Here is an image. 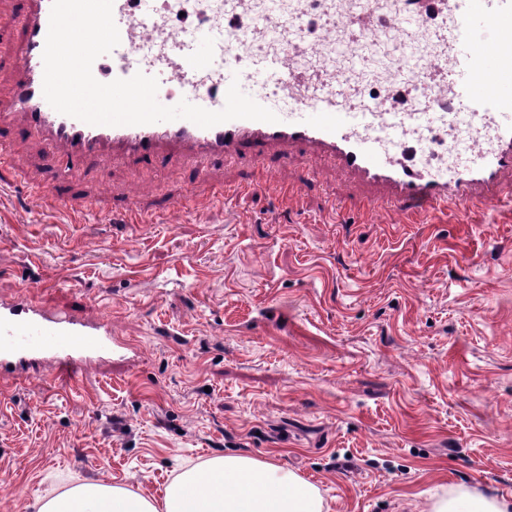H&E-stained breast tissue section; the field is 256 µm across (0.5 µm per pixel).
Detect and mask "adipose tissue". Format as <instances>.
<instances>
[{"label": "adipose tissue", "mask_w": 512, "mask_h": 512, "mask_svg": "<svg viewBox=\"0 0 512 512\" xmlns=\"http://www.w3.org/2000/svg\"><path fill=\"white\" fill-rule=\"evenodd\" d=\"M318 489L274 462L224 454L185 468L162 500L102 482L44 498L38 512H323ZM432 512H512V500L466 492L439 497Z\"/></svg>", "instance_id": "obj_1"}]
</instances>
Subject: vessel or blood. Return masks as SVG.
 Returning <instances> with one entry per match:
<instances>
[{
    "mask_svg": "<svg viewBox=\"0 0 512 512\" xmlns=\"http://www.w3.org/2000/svg\"><path fill=\"white\" fill-rule=\"evenodd\" d=\"M425 0H400L396 22L380 14L374 0H362L348 22H361L375 35L396 26L410 36ZM52 0H22L19 24L22 49L17 56L14 94L0 109V127L23 116L24 128L49 147V165L65 183L55 191L60 208L84 210L69 185L93 157L115 154L162 163L179 150L197 158L199 177H207L213 159L267 158L270 149L288 146L331 158L359 182L384 191L385 204L402 214L422 217L452 206H494L512 198L503 182L512 173V0H447L449 49L439 52L438 70L447 88L382 108L365 99L344 106L348 75L320 82L313 93L302 90L304 77L279 43L249 54L254 34L298 31L303 48L315 50L310 27L276 9L260 15L226 14L218 27L170 31L176 58L155 55L152 35L158 28L156 0H113L120 43L92 65L101 77L136 73L156 77L157 100L171 107L188 101L218 111L231 82L251 91L253 99L277 114L274 123L234 119L203 128L178 119L145 125H90L53 109L43 96V51ZM131 349L113 335L112 322L86 320L72 312L44 307L29 292L0 301V379L31 371L73 378L94 365L124 358Z\"/></svg>",
    "mask_w": 512,
    "mask_h": 512,
    "instance_id": "obj_1",
    "label": "vessel or blood"
}]
</instances>
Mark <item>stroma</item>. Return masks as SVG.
I'll use <instances>...</instances> for the list:
<instances>
[{"instance_id": "35a3bbf8", "label": "stroma", "mask_w": 512, "mask_h": 512, "mask_svg": "<svg viewBox=\"0 0 512 512\" xmlns=\"http://www.w3.org/2000/svg\"><path fill=\"white\" fill-rule=\"evenodd\" d=\"M0 300L108 318L135 355L69 381L0 380V512L102 481L161 497L224 454L313 482L325 512H430L453 489L512 499V209L405 222L369 190L297 151L270 160L299 185L291 213L223 185L251 158L211 166L101 158L52 198L40 141L0 132ZM184 208L165 216L167 200ZM153 213L110 223L114 203Z\"/></svg>"}]
</instances>
